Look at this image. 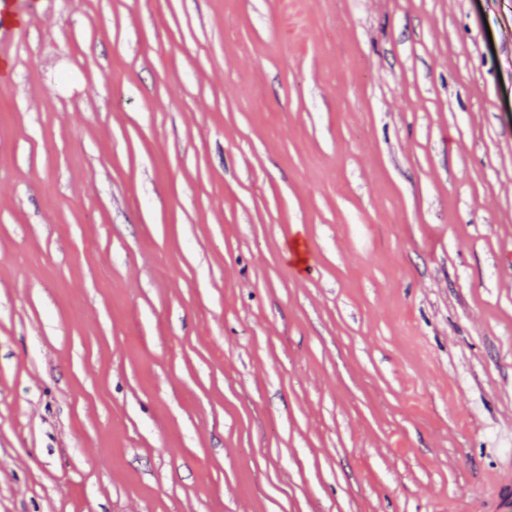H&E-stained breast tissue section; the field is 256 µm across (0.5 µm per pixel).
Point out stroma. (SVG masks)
<instances>
[{"label":"stroma","mask_w":512,"mask_h":512,"mask_svg":"<svg viewBox=\"0 0 512 512\" xmlns=\"http://www.w3.org/2000/svg\"><path fill=\"white\" fill-rule=\"evenodd\" d=\"M0 48V512H496L512 0H56Z\"/></svg>","instance_id":"1"}]
</instances>
